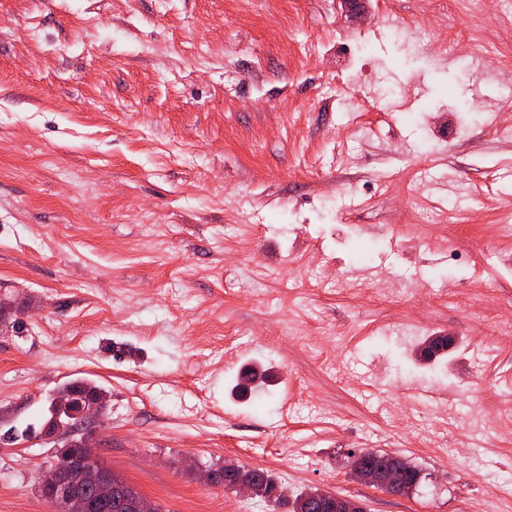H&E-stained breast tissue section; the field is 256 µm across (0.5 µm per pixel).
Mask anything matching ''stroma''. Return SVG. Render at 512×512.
I'll return each mask as SVG.
<instances>
[{
	"instance_id": "1",
	"label": "stroma",
	"mask_w": 512,
	"mask_h": 512,
	"mask_svg": "<svg viewBox=\"0 0 512 512\" xmlns=\"http://www.w3.org/2000/svg\"><path fill=\"white\" fill-rule=\"evenodd\" d=\"M0 0V512H48L57 449L8 441L53 391L107 392L103 465L162 512H267L188 458L329 488L366 512H512V99L398 37L377 0ZM467 55L512 57V0L481 19L396 0ZM280 29L278 42L267 33ZM223 41L207 60L206 40ZM374 101L346 111L352 96ZM493 208L439 224L456 197ZM336 333L321 336L317 325ZM449 336L415 362L399 329ZM265 371L240 395L247 367ZM436 392L410 423L409 386ZM406 459L409 495L353 481L347 454Z\"/></svg>"
}]
</instances>
